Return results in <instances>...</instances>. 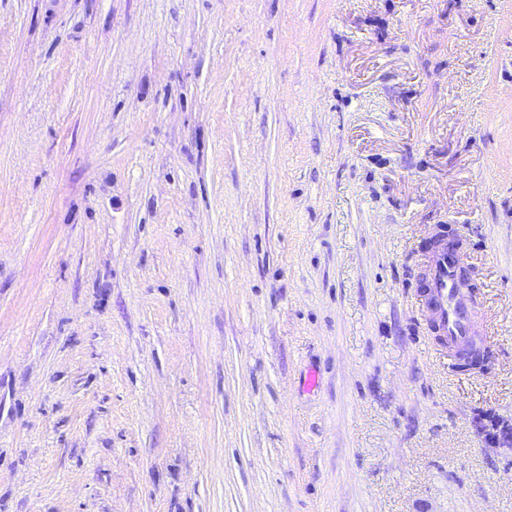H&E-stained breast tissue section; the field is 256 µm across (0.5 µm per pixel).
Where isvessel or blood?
<instances>
[{
    "label": "vessel or blood",
    "mask_w": 512,
    "mask_h": 512,
    "mask_svg": "<svg viewBox=\"0 0 512 512\" xmlns=\"http://www.w3.org/2000/svg\"><path fill=\"white\" fill-rule=\"evenodd\" d=\"M467 263L462 250L443 248L433 252L429 261L428 287L439 331L449 346L467 341H485L487 329L470 292L461 283V272Z\"/></svg>",
    "instance_id": "vessel-or-blood-1"
}]
</instances>
